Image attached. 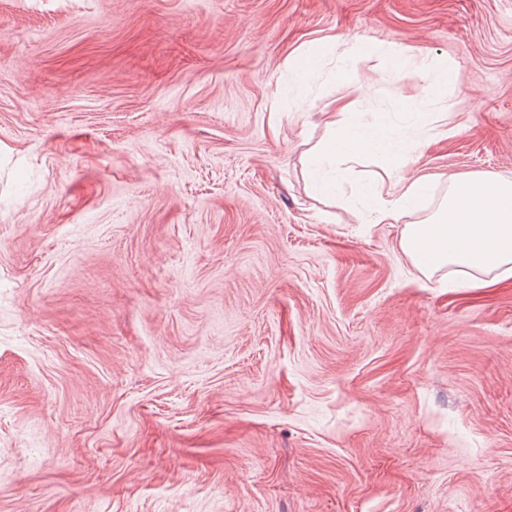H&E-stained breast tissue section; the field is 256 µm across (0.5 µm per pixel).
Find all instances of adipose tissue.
Returning <instances> with one entry per match:
<instances>
[{"instance_id": "adipose-tissue-1", "label": "adipose tissue", "mask_w": 512, "mask_h": 512, "mask_svg": "<svg viewBox=\"0 0 512 512\" xmlns=\"http://www.w3.org/2000/svg\"><path fill=\"white\" fill-rule=\"evenodd\" d=\"M412 143L392 125L351 122L334 133L307 158V172L321 193H336L335 181L322 170L330 162H358L378 155L385 167L371 177L368 204L359 214L364 224H394L407 214L427 187L420 178L410 180L393 195L389 185L400 177ZM402 249L425 276L453 268L462 288L475 286L478 274L512 277V181L487 174L451 180L448 194L427 220L407 225Z\"/></svg>"}]
</instances>
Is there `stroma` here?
<instances>
[{"instance_id":"stroma-1","label":"stroma","mask_w":512,"mask_h":512,"mask_svg":"<svg viewBox=\"0 0 512 512\" xmlns=\"http://www.w3.org/2000/svg\"><path fill=\"white\" fill-rule=\"evenodd\" d=\"M354 119L421 142L403 222L304 173ZM478 173L512 0H0V512H512V277L401 249Z\"/></svg>"}]
</instances>
